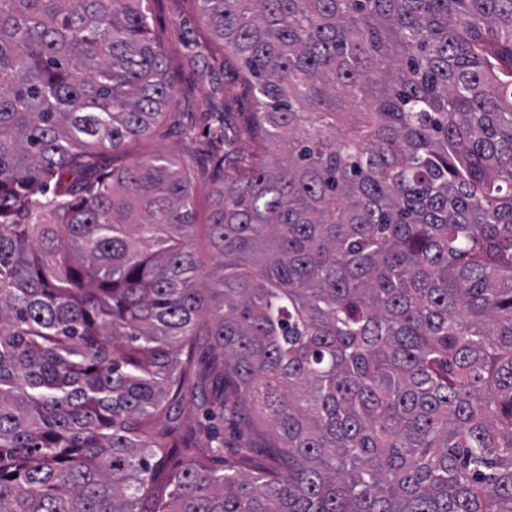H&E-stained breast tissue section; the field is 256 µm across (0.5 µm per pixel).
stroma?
<instances>
[{"label": "stroma", "instance_id": "stroma-1", "mask_svg": "<svg viewBox=\"0 0 512 512\" xmlns=\"http://www.w3.org/2000/svg\"><path fill=\"white\" fill-rule=\"evenodd\" d=\"M149 21L164 42L173 67L179 70L181 93L176 105L140 142L144 154H163L195 168H202L210 150L205 133V117L211 110V90L219 88L220 97L233 111L248 113L254 109L251 92L240 78L238 61H225L222 49L196 56L195 44L207 39L208 32L198 18L191 0H149Z\"/></svg>", "mask_w": 512, "mask_h": 512}]
</instances>
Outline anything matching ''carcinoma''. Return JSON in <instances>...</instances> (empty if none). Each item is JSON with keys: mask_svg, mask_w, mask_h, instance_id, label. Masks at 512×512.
Segmentation results:
<instances>
[{"mask_svg": "<svg viewBox=\"0 0 512 512\" xmlns=\"http://www.w3.org/2000/svg\"><path fill=\"white\" fill-rule=\"evenodd\" d=\"M192 2L201 170L148 0H0V512H512V0ZM149 10L153 30L162 37L173 68L179 69L181 93L177 104L166 109L168 113L162 121L140 141V149L146 155L163 154L200 169L210 150L205 117L211 112L212 87L221 88L216 96L234 112H253L254 100L241 81L240 63L230 60L224 65V52L217 43L212 44V54H205L192 64L187 62V55L197 51L196 42L210 41L190 1L149 0ZM191 121L195 122L194 131L187 135L185 129ZM197 377L188 379L184 385V392L186 393V401L181 405L174 406L171 410L172 424L185 432L191 429L199 431L201 425H207L208 421L203 416L202 412L198 411L195 404L192 402V395H199L200 382H197ZM215 425H218L224 432V442L225 447L224 451L226 454H231L236 448H245L243 447L244 442H249L251 444L252 448H265L267 447V441L263 434L255 433V432H248L246 431L242 426L234 427L232 424L224 420L223 422H220L219 419L214 421ZM238 427L241 430V432L244 433V439L240 440L238 438Z\"/></svg>", "mask_w": 512, "mask_h": 512, "instance_id": "carcinoma-1", "label": "carcinoma"}]
</instances>
